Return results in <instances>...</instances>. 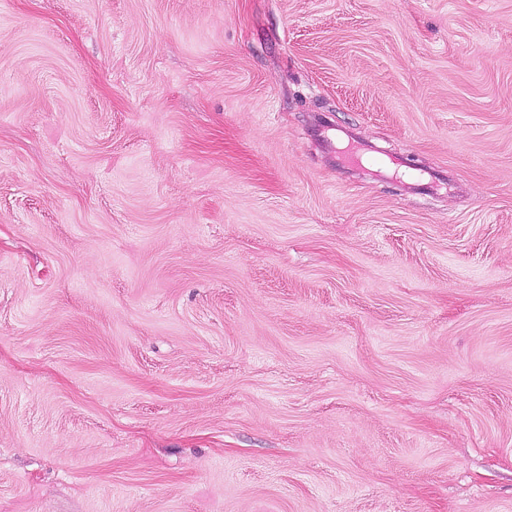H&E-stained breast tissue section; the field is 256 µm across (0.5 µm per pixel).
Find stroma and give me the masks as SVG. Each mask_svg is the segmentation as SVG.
<instances>
[{
    "label": "stroma",
    "mask_w": 512,
    "mask_h": 512,
    "mask_svg": "<svg viewBox=\"0 0 512 512\" xmlns=\"http://www.w3.org/2000/svg\"><path fill=\"white\" fill-rule=\"evenodd\" d=\"M0 512H512V0H0Z\"/></svg>",
    "instance_id": "35a3bbf8"
}]
</instances>
